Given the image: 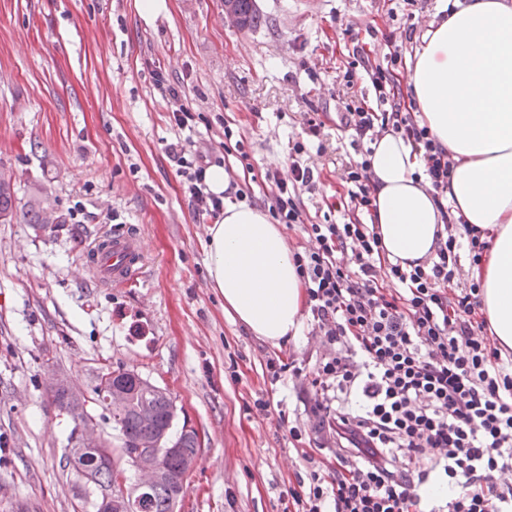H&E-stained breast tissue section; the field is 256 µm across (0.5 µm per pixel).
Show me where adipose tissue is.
Masks as SVG:
<instances>
[{
	"label": "adipose tissue",
	"mask_w": 512,
	"mask_h": 512,
	"mask_svg": "<svg viewBox=\"0 0 512 512\" xmlns=\"http://www.w3.org/2000/svg\"><path fill=\"white\" fill-rule=\"evenodd\" d=\"M405 101L447 150L453 233L472 225L491 245L470 279L497 347L512 350V0H456L431 24L407 74ZM370 221L389 261H426L443 219L419 158L401 135L372 143ZM207 273L224 310L277 345L297 338L305 284L280 227L261 208L225 203L207 228Z\"/></svg>",
	"instance_id": "adipose-tissue-1"
}]
</instances>
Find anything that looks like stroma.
<instances>
[{"label":"stroma","mask_w":512,"mask_h":512,"mask_svg":"<svg viewBox=\"0 0 512 512\" xmlns=\"http://www.w3.org/2000/svg\"><path fill=\"white\" fill-rule=\"evenodd\" d=\"M260 25L235 28L224 0H169L145 22L137 0H0V170L16 190L0 220V512H74L87 493L61 460L72 420L48 395L50 373L88 395L103 373L128 369L170 394L178 421L201 440L178 512H284L286 491L313 467H336L335 440L310 414L311 375L325 353L303 322L277 346L224 311L210 288L204 241L167 146L180 132L177 105L156 73L196 114L192 153L230 172L262 204L266 170L288 177L289 141H306L320 175L303 193L308 222H342L332 203L339 172L355 158L336 130L347 93L374 101L361 80L340 79L354 46L382 66L410 58L442 0H255ZM325 128L307 138L306 113ZM232 127L258 166L244 174L224 148ZM48 198L49 231L27 211ZM135 238L144 256L136 285L116 288L88 259L103 236ZM281 357L303 368L272 380ZM268 403L256 409L255 400ZM315 449L307 462L289 434Z\"/></svg>","instance_id":"obj_1"}]
</instances>
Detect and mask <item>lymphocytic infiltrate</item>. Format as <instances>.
<instances>
[{
	"instance_id": "obj_1",
	"label": "lymphocytic infiltrate",
	"mask_w": 512,
	"mask_h": 512,
	"mask_svg": "<svg viewBox=\"0 0 512 512\" xmlns=\"http://www.w3.org/2000/svg\"><path fill=\"white\" fill-rule=\"evenodd\" d=\"M352 56L345 83L364 75L377 104L344 102L340 131L356 144L379 128L403 134L423 162L435 201L443 202L451 162L403 109L399 74L372 63L362 47ZM183 148L170 146L194 212L217 215L222 199L207 191L202 167ZM305 151L303 142L293 143L289 179L266 171V206L276 223L301 227L308 238L294 257L313 325L328 348L314 372L322 398L311 412L345 441L354 460H339L332 477L314 471L289 488L294 512H512V355L491 344L478 313V284L454 285L460 244L475 264L488 242L471 228L465 240L440 239L430 261L408 269L382 261L365 222L373 210L368 157L350 162L341 176L348 221L309 224L301 194L314 170L300 161ZM433 479L448 485L445 502L423 496Z\"/></svg>"
}]
</instances>
